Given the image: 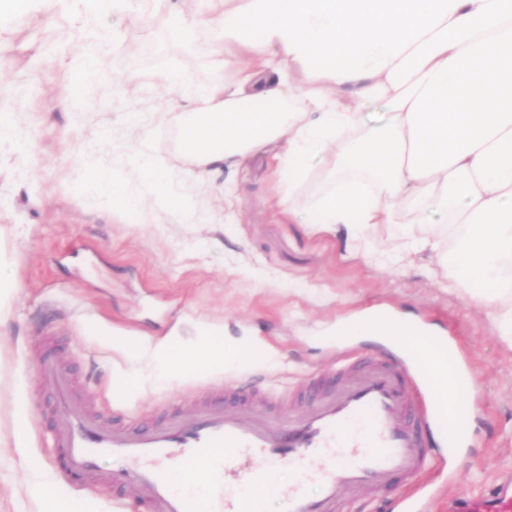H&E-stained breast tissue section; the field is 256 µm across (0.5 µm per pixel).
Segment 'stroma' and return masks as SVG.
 <instances>
[{
	"instance_id": "35a3bbf8",
	"label": "stroma",
	"mask_w": 512,
	"mask_h": 512,
	"mask_svg": "<svg viewBox=\"0 0 512 512\" xmlns=\"http://www.w3.org/2000/svg\"><path fill=\"white\" fill-rule=\"evenodd\" d=\"M174 14L207 16L193 46L170 35ZM223 28L224 0H109L101 9L93 0H26L23 10L0 13V88L27 92L16 110L18 140L0 141V278L13 290L0 328V512H40L28 488L34 466L49 477L47 497L138 512L135 493L54 479L38 354H57L76 397L107 424L157 425L169 412H190L214 381L260 388L284 410L300 397L303 375L329 372L341 347L362 358L397 353L384 338L335 336L338 322L380 310L456 337L477 386L466 448L431 459L399 492L440 488L432 512H448L449 498L512 483V345L484 306L435 276L453 242L400 257L409 229L401 208L398 223L364 230L386 256L376 262L345 229L289 222L271 149L235 170L186 176L177 117L195 104L159 82L181 74L207 86L231 74L236 59L224 51ZM75 74L92 76L96 93L82 96ZM141 143L165 159L164 178L135 181ZM90 155L112 182L154 204V222L98 195L80 171ZM172 200L203 210L202 223H168ZM206 327L265 350L267 363L231 360L172 375L153 360L156 344H192Z\"/></svg>"
}]
</instances>
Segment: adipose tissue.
Wrapping results in <instances>:
<instances>
[{"label": "adipose tissue", "instance_id": "obj_1", "mask_svg": "<svg viewBox=\"0 0 512 512\" xmlns=\"http://www.w3.org/2000/svg\"><path fill=\"white\" fill-rule=\"evenodd\" d=\"M224 36L242 55L224 82L196 91L169 76L180 94L200 95L203 111L181 126L199 164H241L281 143L289 220L345 228L386 224L393 208L435 206L444 227L408 233L404 250L457 242L461 287L497 308L499 334L512 341V308L500 305V271L512 261V0H237ZM299 64L312 86L289 83ZM273 102L274 112L254 111ZM382 103L376 120L364 108ZM341 144L334 175L311 208L295 193L308 158ZM171 373L264 353L208 333L190 346H155Z\"/></svg>", "mask_w": 512, "mask_h": 512}]
</instances>
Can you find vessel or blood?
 Returning <instances> with one entry per match:
<instances>
[{"label":"vessel or blood","instance_id":"obj_1","mask_svg":"<svg viewBox=\"0 0 512 512\" xmlns=\"http://www.w3.org/2000/svg\"><path fill=\"white\" fill-rule=\"evenodd\" d=\"M453 352L441 336H420L405 356L356 361L338 353L329 375L307 373V407L269 422L224 409L238 384L210 386L196 412L150 429L105 425L76 402L71 379L52 357L38 362L54 396L52 462L71 487L135 488L144 512H265L275 467L298 462L302 479L318 480V496L300 486L285 493L286 512H340L345 497L387 489L421 474L437 453L455 456L469 423L441 397L425 350ZM112 467L102 470L101 457ZM328 459L325 467L315 466ZM178 470L181 486L169 473ZM458 512H512V492L497 489L461 500Z\"/></svg>","mask_w":512,"mask_h":512}]
</instances>
